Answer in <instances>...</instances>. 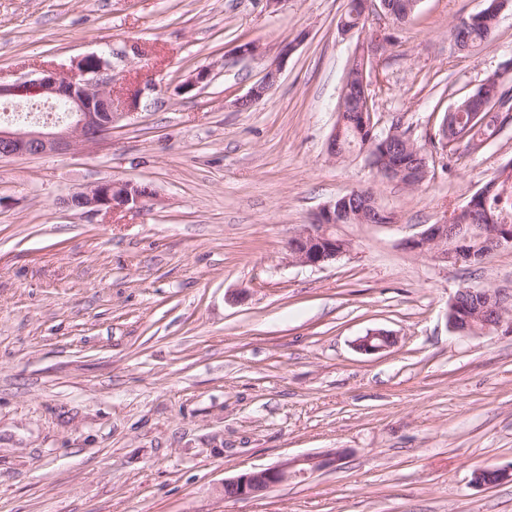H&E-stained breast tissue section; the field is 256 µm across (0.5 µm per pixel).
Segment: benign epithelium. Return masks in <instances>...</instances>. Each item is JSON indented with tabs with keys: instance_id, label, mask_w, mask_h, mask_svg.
I'll return each instance as SVG.
<instances>
[{
	"instance_id": "benign-epithelium-1",
	"label": "benign epithelium",
	"mask_w": 512,
	"mask_h": 512,
	"mask_svg": "<svg viewBox=\"0 0 512 512\" xmlns=\"http://www.w3.org/2000/svg\"><path fill=\"white\" fill-rule=\"evenodd\" d=\"M420 0H362L359 20L355 27L340 24L347 37L361 33L341 90L338 115H347L370 131L373 123L372 96L366 79L367 63L374 60L390 43L386 28L366 31V21L375 14L389 22L399 13L409 17ZM279 69L270 68L263 79L245 95L236 98L233 106L246 109L259 103L274 88ZM112 66L98 54L88 55L75 63L74 71L61 74L51 67H42L13 84L0 83V101L15 105L37 98L45 104L63 101L67 113L52 122L31 121L21 128L14 123H0V157L46 156L63 154L77 143L96 144L105 139L124 116L112 111ZM503 74H494L477 86L466 105L473 112L501 120L497 114ZM372 155L369 162L382 178L413 189L428 175L427 160L409 132L394 125L383 134L371 137ZM155 199L146 187L122 180L101 181L74 191L63 200L65 207L85 212L118 208L140 209ZM395 216L379 209L373 196L349 202L339 197L315 214L313 221L302 224L288 239L287 251L292 261L303 266L320 267L349 254L352 241L338 233L342 224H377L391 226ZM459 225L445 219L429 224L421 232L402 241L413 253L428 256L437 265L475 263L503 249H512V228L501 225L488 232L482 250L466 251L452 245ZM504 294L497 290H475L460 287L448 304V327L455 333L468 336L497 330L506 322ZM397 338L386 330H373L358 338L355 347L364 354H377L396 344ZM342 460L339 451L316 456H298L277 465L256 468L224 479L222 492L226 499H244L268 492L288 482L302 480L309 474L336 467Z\"/></svg>"
}]
</instances>
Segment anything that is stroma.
I'll list each match as a JSON object with an SVG mask.
<instances>
[{
    "instance_id": "obj_1",
    "label": "stroma",
    "mask_w": 512,
    "mask_h": 512,
    "mask_svg": "<svg viewBox=\"0 0 512 512\" xmlns=\"http://www.w3.org/2000/svg\"><path fill=\"white\" fill-rule=\"evenodd\" d=\"M347 3L0 0V82L106 52L115 105L155 86L99 145L0 159V512H512V479L473 483L512 464V328L464 337L447 321L460 286L512 297V249L440 267L401 245L512 159V124L411 190L364 155L331 159ZM482 7L421 0L391 26L369 75L378 132L429 146L503 72L512 8L475 51L448 35ZM245 40L260 53L239 57ZM276 65L271 93L236 109ZM107 179L156 197L62 206ZM366 186L396 226L342 225L350 254L292 263V233ZM377 329L396 344L358 352ZM333 450L339 465L304 481L222 495L226 478Z\"/></svg>"
}]
</instances>
